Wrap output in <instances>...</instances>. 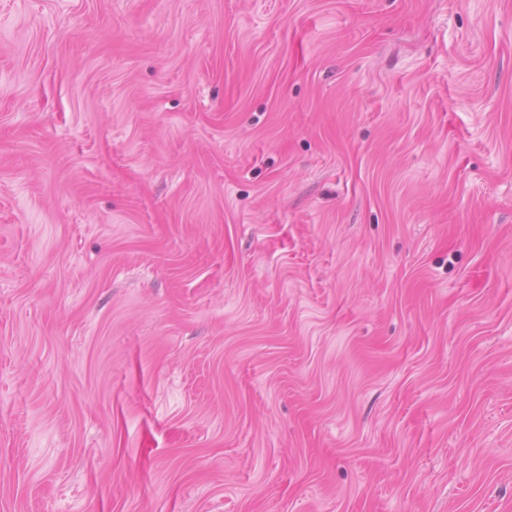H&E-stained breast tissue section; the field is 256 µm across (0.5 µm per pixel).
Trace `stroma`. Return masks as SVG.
Returning <instances> with one entry per match:
<instances>
[{
  "instance_id": "1",
  "label": "stroma",
  "mask_w": 512,
  "mask_h": 512,
  "mask_svg": "<svg viewBox=\"0 0 512 512\" xmlns=\"http://www.w3.org/2000/svg\"><path fill=\"white\" fill-rule=\"evenodd\" d=\"M0 512H512V0H0Z\"/></svg>"
}]
</instances>
